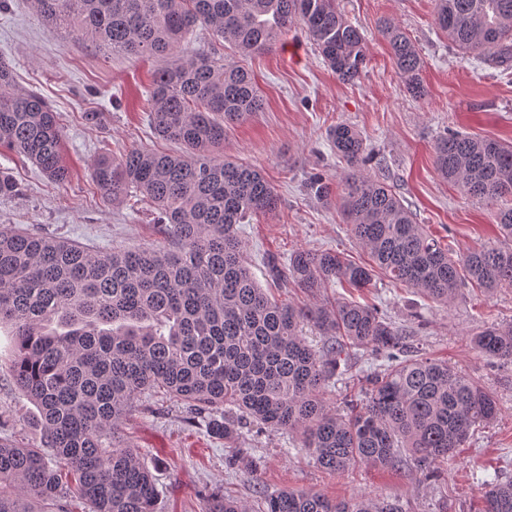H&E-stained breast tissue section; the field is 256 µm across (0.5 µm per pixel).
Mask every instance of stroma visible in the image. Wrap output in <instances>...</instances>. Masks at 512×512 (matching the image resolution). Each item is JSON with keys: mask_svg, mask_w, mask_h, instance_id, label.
Wrapping results in <instances>:
<instances>
[{"mask_svg": "<svg viewBox=\"0 0 512 512\" xmlns=\"http://www.w3.org/2000/svg\"><path fill=\"white\" fill-rule=\"evenodd\" d=\"M342 5L367 41L368 61L360 76L339 79L305 31L291 28L271 51L245 59L265 107L224 136L225 155L259 169L278 196L273 212L239 227L249 269L261 287L298 306L314 299L273 279L270 264L287 266L299 249L367 259L336 198L309 188L314 174L333 187L344 173L329 140L330 128L339 123L361 132L369 157L365 173L393 186L417 222L450 253L512 248V237L500 232L492 208L463 196L433 165L434 143L449 130L512 141V67L460 55L434 24V0H343ZM388 22L408 34L424 60L425 97L410 96L393 65L382 35ZM1 60L11 65L20 86L39 92L58 113L70 176L63 183L51 181L32 162L0 148V172L20 187L19 195L0 197V225L61 237L95 252L168 247L147 201L132 195L112 204L90 179V168L102 155L117 158L141 147L173 150L148 118L147 90L159 61L105 54L91 42L52 30L31 0L0 5ZM342 299L377 305L421 352L479 381L499 401L497 419L477 427L464 448L442 464L439 480L430 483L410 464L360 463L341 475L327 472L301 448L298 435L269 428L243 430L237 442L227 443L186 422L178 401L146 393L119 433L155 477L158 512H204L212 496L257 507L263 495L283 490L391 497L403 512H479L486 484L512 480V365L488 360L471 344L483 327L512 322V288L486 293L467 285L442 305L384 279L361 291L332 284L316 300ZM12 346L11 336L0 330V439L28 444L40 436L38 411L7 368ZM240 448L252 466L231 464Z\"/></svg>", "mask_w": 512, "mask_h": 512, "instance_id": "35a3bbf8", "label": "stroma"}]
</instances>
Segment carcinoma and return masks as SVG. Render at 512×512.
<instances>
[{
    "mask_svg": "<svg viewBox=\"0 0 512 512\" xmlns=\"http://www.w3.org/2000/svg\"><path fill=\"white\" fill-rule=\"evenodd\" d=\"M51 28L100 50L165 59L199 27L249 56L304 28L342 80L359 77L366 41L339 0H34ZM434 23L464 55L512 63V0H435ZM398 74L425 95L423 60L410 38L385 27ZM147 104L157 135L176 153L133 149L99 158L91 180L103 199L138 191L164 218L174 247H123L97 253L58 237L0 227V329H11V368L39 412V440H0V512H157L155 479L118 427L139 397L161 389L186 406L188 422L233 441L245 428L302 434L315 463L340 473L367 463L407 462L436 481L439 464L474 429L499 414L496 398L448 362L420 352L375 307L338 301L297 307L259 287L237 225L277 208L257 168L214 150L224 128L263 109L251 73L239 62L198 52L157 70ZM347 166L340 207L368 261L333 251L297 250L278 273L312 298L334 281L371 288L383 276L448 305L468 283L488 292L512 288V248L484 247L455 259L415 222L383 180L360 173L362 136L330 130ZM0 147L35 163L55 181L68 178L60 118L36 92L17 85L0 62ZM437 173L463 195L495 207L512 236V143L449 131L434 145ZM333 336L316 350L302 328ZM483 356L512 365V323L472 338ZM379 362L358 395L332 409L323 387L357 352ZM482 512H512V480L482 494ZM206 512H251L214 497ZM263 512H401L387 499L330 498L285 491Z\"/></svg>",
    "mask_w": 512,
    "mask_h": 512,
    "instance_id": "carcinoma-1",
    "label": "carcinoma"
}]
</instances>
